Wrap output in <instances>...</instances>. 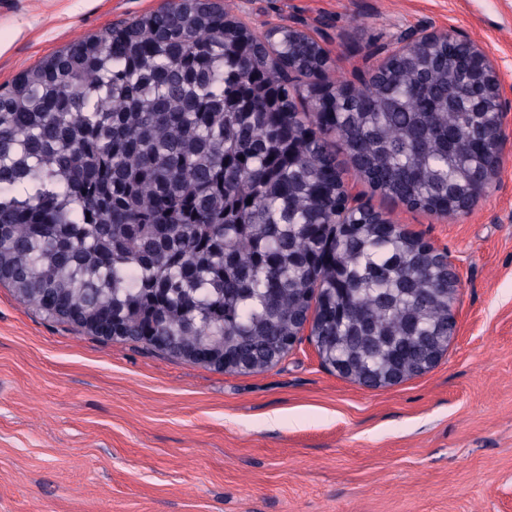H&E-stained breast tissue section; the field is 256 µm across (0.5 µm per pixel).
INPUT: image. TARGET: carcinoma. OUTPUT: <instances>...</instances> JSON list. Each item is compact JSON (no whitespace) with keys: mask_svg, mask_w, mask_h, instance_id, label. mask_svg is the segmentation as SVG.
Segmentation results:
<instances>
[{"mask_svg":"<svg viewBox=\"0 0 512 512\" xmlns=\"http://www.w3.org/2000/svg\"><path fill=\"white\" fill-rule=\"evenodd\" d=\"M471 58L430 41L336 86L311 37H260L214 0L75 41L0 89V281L90 334L244 372L278 364L313 309L325 365L411 378L447 349L458 287L370 205L343 211L336 148L411 209L473 205L502 109Z\"/></svg>","mask_w":512,"mask_h":512,"instance_id":"carcinoma-1","label":"carcinoma"}]
</instances>
